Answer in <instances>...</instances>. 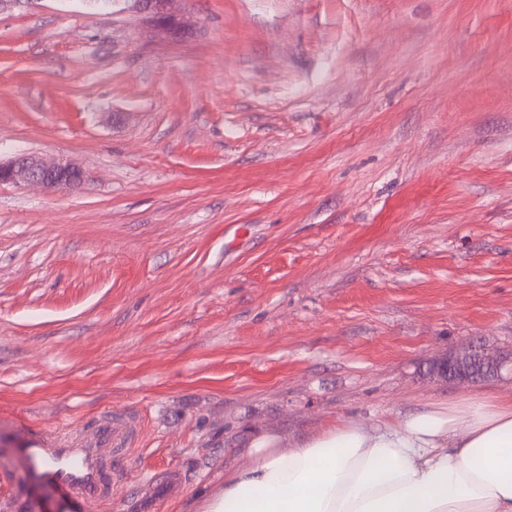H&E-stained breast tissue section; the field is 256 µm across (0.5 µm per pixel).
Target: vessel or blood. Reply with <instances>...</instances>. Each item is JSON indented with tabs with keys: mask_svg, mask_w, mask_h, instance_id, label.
I'll return each instance as SVG.
<instances>
[{
	"mask_svg": "<svg viewBox=\"0 0 512 512\" xmlns=\"http://www.w3.org/2000/svg\"><path fill=\"white\" fill-rule=\"evenodd\" d=\"M140 432L138 418L108 411L76 430L22 422L18 447L0 460V484L10 489L0 512H36L42 498L55 512H112L113 465L132 453Z\"/></svg>",
	"mask_w": 512,
	"mask_h": 512,
	"instance_id": "obj_1",
	"label": "vessel or blood"
}]
</instances>
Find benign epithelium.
Here are the masks:
<instances>
[{"label":"benign epithelium","mask_w":512,"mask_h":512,"mask_svg":"<svg viewBox=\"0 0 512 512\" xmlns=\"http://www.w3.org/2000/svg\"><path fill=\"white\" fill-rule=\"evenodd\" d=\"M171 0H132L131 8L145 16L146 23L159 31L173 33L179 27L178 17L168 9ZM0 182L38 184L50 190H74L85 183L78 166L61 161L46 160L32 154H20L7 164L0 163ZM475 358L450 356L440 363L441 375L458 380H470Z\"/></svg>","instance_id":"1"}]
</instances>
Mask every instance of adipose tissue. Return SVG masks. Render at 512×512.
Segmentation results:
<instances>
[{"label": "adipose tissue", "mask_w": 512, "mask_h": 512, "mask_svg": "<svg viewBox=\"0 0 512 512\" xmlns=\"http://www.w3.org/2000/svg\"><path fill=\"white\" fill-rule=\"evenodd\" d=\"M206 512H512V398L449 401L370 432L249 448Z\"/></svg>", "instance_id": "adipose-tissue-1"}]
</instances>
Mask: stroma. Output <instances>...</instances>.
<instances>
[{
    "label": "stroma",
    "instance_id": "1",
    "mask_svg": "<svg viewBox=\"0 0 512 512\" xmlns=\"http://www.w3.org/2000/svg\"><path fill=\"white\" fill-rule=\"evenodd\" d=\"M0 7V458L22 419L139 415L119 484L205 512L268 437L512 397V0ZM172 0H132L130 7L143 14L146 23L159 31L174 34L179 27L180 20L168 9ZM0 182L38 184L50 190H74L85 183L78 166L46 160L32 154H20L8 164L0 163ZM475 358L468 356H449L440 363V373L442 376L451 375L458 380H471V368Z\"/></svg>",
    "mask_w": 512,
    "mask_h": 512
}]
</instances>
